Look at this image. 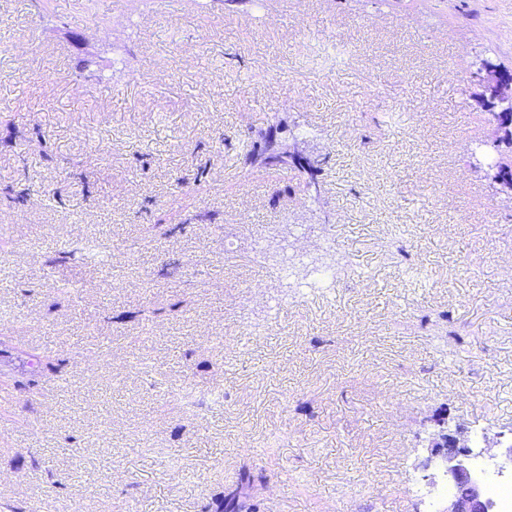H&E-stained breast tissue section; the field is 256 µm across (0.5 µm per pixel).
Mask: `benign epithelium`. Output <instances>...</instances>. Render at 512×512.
I'll return each mask as SVG.
<instances>
[{"label":"benign epithelium","mask_w":512,"mask_h":512,"mask_svg":"<svg viewBox=\"0 0 512 512\" xmlns=\"http://www.w3.org/2000/svg\"><path fill=\"white\" fill-rule=\"evenodd\" d=\"M484 71V83L491 91L504 95L512 90V84L503 81L499 69L486 67ZM431 454L439 459V465L448 475V483L455 489L444 512H492L484 484L472 474L471 449L462 448L456 440L443 437L431 442Z\"/></svg>","instance_id":"obj_1"}]
</instances>
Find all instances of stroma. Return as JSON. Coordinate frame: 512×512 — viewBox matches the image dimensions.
Returning a JSON list of instances; mask_svg holds the SVG:
<instances>
[{"label":"stroma","instance_id":"stroma-1","mask_svg":"<svg viewBox=\"0 0 512 512\" xmlns=\"http://www.w3.org/2000/svg\"><path fill=\"white\" fill-rule=\"evenodd\" d=\"M84 3L0 0V503L426 512L431 438L503 455L512 0Z\"/></svg>","mask_w":512,"mask_h":512}]
</instances>
